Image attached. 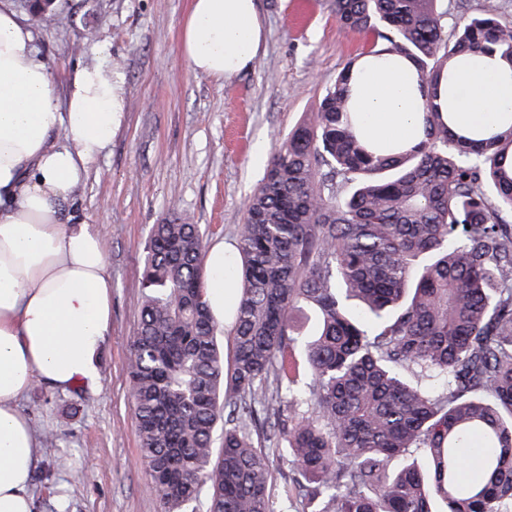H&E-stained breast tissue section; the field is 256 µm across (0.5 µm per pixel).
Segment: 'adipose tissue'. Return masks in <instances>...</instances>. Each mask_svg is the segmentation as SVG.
Masks as SVG:
<instances>
[{"label":"adipose tissue","mask_w":512,"mask_h":512,"mask_svg":"<svg viewBox=\"0 0 512 512\" xmlns=\"http://www.w3.org/2000/svg\"><path fill=\"white\" fill-rule=\"evenodd\" d=\"M266 39L258 0H191L181 51L197 72L229 79ZM358 135L403 151L422 137V98L406 61L366 59L351 82ZM437 102L454 124L491 129L512 115V68L499 56L464 55ZM119 70L84 66L65 97L33 45L30 26L0 0V512H33L40 442L21 410L38 383L67 390L100 382L98 357L112 327L104 238L86 216L64 214L91 165L121 130ZM223 243L204 255L205 297L216 319L233 310Z\"/></svg>","instance_id":"obj_1"}]
</instances>
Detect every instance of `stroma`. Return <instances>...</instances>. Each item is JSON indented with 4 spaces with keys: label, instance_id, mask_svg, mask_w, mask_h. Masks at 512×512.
<instances>
[{
    "label": "stroma",
    "instance_id": "stroma-1",
    "mask_svg": "<svg viewBox=\"0 0 512 512\" xmlns=\"http://www.w3.org/2000/svg\"><path fill=\"white\" fill-rule=\"evenodd\" d=\"M260 56L233 79L196 73L181 53L189 0H67L61 26L34 28V46L65 90L75 68L120 64L126 122L92 165L74 204L103 234L112 328L99 389L36 384L20 402L43 446L35 512H162L139 454L127 356L139 321L152 225L190 214L207 241H236L243 204L268 156L365 49L329 0H260Z\"/></svg>",
    "mask_w": 512,
    "mask_h": 512
}]
</instances>
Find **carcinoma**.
Returning <instances> with one entry per match:
<instances>
[{
	"instance_id": "carcinoma-1",
	"label": "carcinoma",
	"mask_w": 512,
	"mask_h": 512,
	"mask_svg": "<svg viewBox=\"0 0 512 512\" xmlns=\"http://www.w3.org/2000/svg\"><path fill=\"white\" fill-rule=\"evenodd\" d=\"M330 5L372 34L365 56L412 63L422 140L358 137L347 63L244 203L228 364L200 225H153L127 359L140 456L162 512L204 487L209 512H275V454L301 512H512V122L457 130L436 103L465 54L512 66V24L450 28L444 0Z\"/></svg>"
}]
</instances>
